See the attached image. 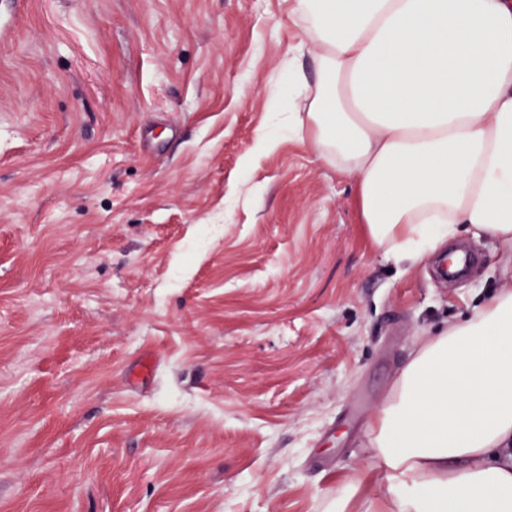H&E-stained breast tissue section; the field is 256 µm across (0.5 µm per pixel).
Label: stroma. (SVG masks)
I'll list each match as a JSON object with an SVG mask.
<instances>
[{
	"label": "stroma",
	"mask_w": 512,
	"mask_h": 512,
	"mask_svg": "<svg viewBox=\"0 0 512 512\" xmlns=\"http://www.w3.org/2000/svg\"><path fill=\"white\" fill-rule=\"evenodd\" d=\"M292 0H0V512H323L433 330L512 289L388 270L273 128Z\"/></svg>",
	"instance_id": "35a3bbf8"
}]
</instances>
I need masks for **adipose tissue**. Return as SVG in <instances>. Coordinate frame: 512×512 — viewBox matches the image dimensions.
<instances>
[{
    "label": "adipose tissue",
    "instance_id": "ef3b65f1",
    "mask_svg": "<svg viewBox=\"0 0 512 512\" xmlns=\"http://www.w3.org/2000/svg\"><path fill=\"white\" fill-rule=\"evenodd\" d=\"M317 68L268 93L354 186L380 260L461 235L512 259V0H292ZM367 467L325 512H512V290L427 336L367 425Z\"/></svg>",
    "mask_w": 512,
    "mask_h": 512
}]
</instances>
